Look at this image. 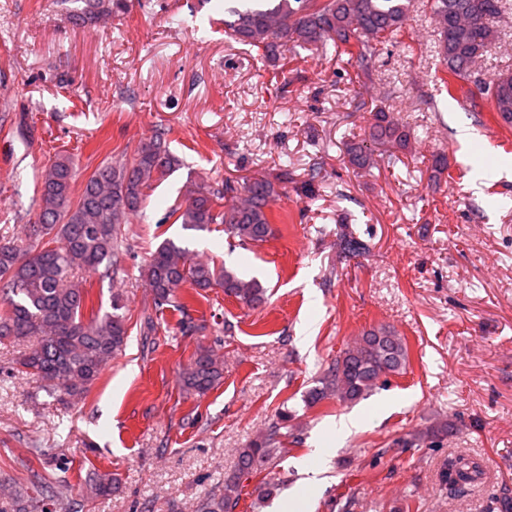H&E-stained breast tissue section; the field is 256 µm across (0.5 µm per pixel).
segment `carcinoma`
Instances as JSON below:
<instances>
[{"mask_svg":"<svg viewBox=\"0 0 512 512\" xmlns=\"http://www.w3.org/2000/svg\"><path fill=\"white\" fill-rule=\"evenodd\" d=\"M88 13H112L123 0H83ZM412 0H253L250 5L225 10L224 34L257 53L280 76L302 50H332L368 72L376 67L382 47L405 33ZM437 25L435 53L446 90L456 80L472 82L486 96L502 123L512 125V72L502 70L483 79L471 69L497 39L496 24L508 0H428ZM372 121L364 138L346 145L349 166L364 169L374 152L392 159L408 147L410 132L383 101L371 108ZM168 131L158 129L140 141L134 153L115 162L99 164L85 180L79 196H73L75 170L71 156L59 155L44 169L33 223L26 238L0 239V340L26 341L17 359L26 372L45 383L60 399L83 397L100 377L104 366L121 352L128 326L120 297H112L110 312L88 307L92 302V278L118 273L123 246L122 226L143 211L153 183L162 180L178 159L166 145ZM288 175L283 167L274 176L239 182L230 178L198 187L187 201L169 210L187 229L210 224L242 245H259L274 235L270 202L277 185ZM326 175L312 166L307 179L310 196L319 195ZM430 178H448V158L437 154ZM339 248L346 257L369 251L352 232L342 230ZM144 278L155 310L178 311L184 333L199 330L190 316L192 291L215 285L247 307L260 305L266 289L226 268L216 269L193 260L172 240L164 241L151 255ZM409 349L404 337L388 326L369 329L343 349L310 387L304 402L314 407L324 400L355 403L368 396L381 379L406 373ZM223 379V369L206 350L196 352L183 368L184 392L203 396ZM293 412L283 407L266 435L240 449L237 464L224 474V493L202 501L201 512H234L243 482L265 468L280 451L281 429L288 428ZM481 472L475 463L458 458L448 480L464 487ZM88 485L96 496L112 493V478L93 472Z\"/></svg>","mask_w":512,"mask_h":512,"instance_id":"1","label":"carcinoma"}]
</instances>
